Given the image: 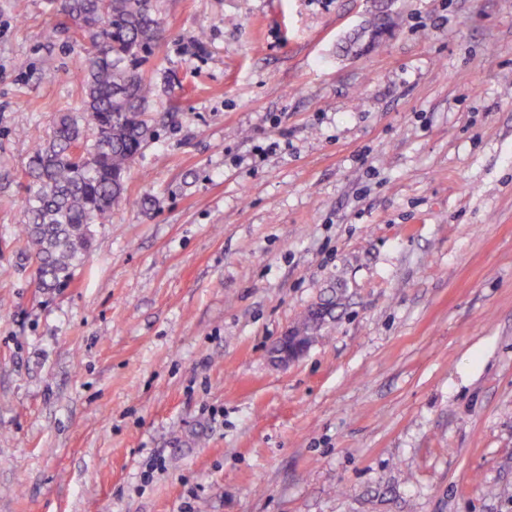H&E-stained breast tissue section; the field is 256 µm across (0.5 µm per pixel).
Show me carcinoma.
<instances>
[{"label": "carcinoma", "instance_id": "1", "mask_svg": "<svg viewBox=\"0 0 512 512\" xmlns=\"http://www.w3.org/2000/svg\"><path fill=\"white\" fill-rule=\"evenodd\" d=\"M91 51L74 76L82 106L66 109L25 169L21 231L36 288H64L92 240V225L112 221L126 175L151 138L145 66L166 38L159 0H50Z\"/></svg>", "mask_w": 512, "mask_h": 512}]
</instances>
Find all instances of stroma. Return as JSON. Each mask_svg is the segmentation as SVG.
Wrapping results in <instances>:
<instances>
[{
  "instance_id": "35a3bbf8",
  "label": "stroma",
  "mask_w": 512,
  "mask_h": 512,
  "mask_svg": "<svg viewBox=\"0 0 512 512\" xmlns=\"http://www.w3.org/2000/svg\"><path fill=\"white\" fill-rule=\"evenodd\" d=\"M160 17L153 134L41 291L23 171L89 44L0 0V512H512V0ZM312 341L297 336H284L279 344L280 352L277 358L281 363L288 362L298 358L310 346Z\"/></svg>"
}]
</instances>
